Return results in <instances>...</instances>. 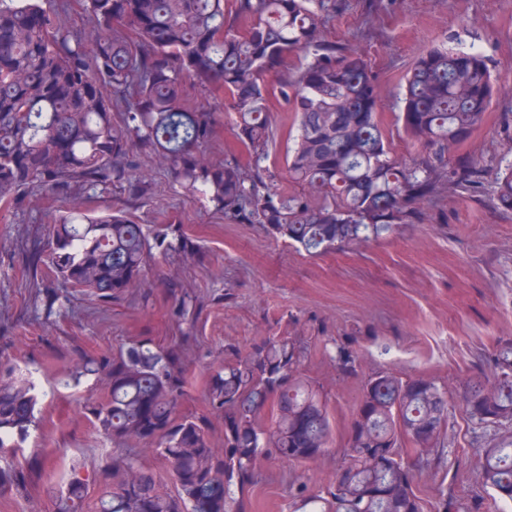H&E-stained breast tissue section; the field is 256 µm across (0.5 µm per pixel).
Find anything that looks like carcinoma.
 Masks as SVG:
<instances>
[{"mask_svg":"<svg viewBox=\"0 0 512 512\" xmlns=\"http://www.w3.org/2000/svg\"><path fill=\"white\" fill-rule=\"evenodd\" d=\"M52 0H0V211L33 187L83 195L53 224L46 266L63 287L111 300L142 286L155 254L188 253L189 239L149 228L114 210L88 214L107 189L144 198L148 188L131 155H152L185 193L205 197L237 224H259L274 239L316 257L378 239L400 224H420L440 192H472L483 170L459 159L485 122L495 94L486 56L444 42L427 47L405 77V132L422 148L392 155L381 91L359 54H343L325 32L338 0H77L90 39L59 27ZM198 94L228 102L234 147L207 146L223 117L193 103ZM287 105L284 163L289 190L278 191L267 162L271 114ZM493 200L512 209V161L493 178ZM199 314L185 291L172 307L181 324ZM358 337L332 342V361L358 373ZM306 346L273 336L243 352L224 347V367L209 374L208 413L182 405L189 379L185 342L165 348L145 338L100 358H80L75 379L93 375L104 394L84 406L112 441V458L70 464L55 479L50 456L28 468L0 467V492L29 478L42 484L52 512H252L261 461H316L328 451L331 421L323 393L303 372ZM36 386L0 372V455L24 447L36 426ZM467 420L499 431L477 471L490 500L474 512L512 503V339L494 353L492 377L467 383ZM224 447L209 441L213 420ZM448 431V389L424 375L378 370L362 380L348 448L335 480L294 496L299 512H423L404 462L435 467ZM162 460L174 490L128 444Z\"/></svg>","mask_w":512,"mask_h":512,"instance_id":"1","label":"carcinoma"}]
</instances>
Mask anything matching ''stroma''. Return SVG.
Returning a JSON list of instances; mask_svg holds the SVG:
<instances>
[{
  "label": "stroma",
  "instance_id": "1",
  "mask_svg": "<svg viewBox=\"0 0 512 512\" xmlns=\"http://www.w3.org/2000/svg\"><path fill=\"white\" fill-rule=\"evenodd\" d=\"M327 30L345 52L369 61L392 152L400 159L418 153L397 117L399 84L420 51L442 41L478 48L498 92L462 154L483 167L485 186L443 193L427 207L424 223L313 259L259 225L231 223L206 200L183 195L167 171L143 155L138 165L149 189L145 199L111 189L97 206L122 208L137 223L185 233L191 253L156 256L144 276L150 297L133 291L111 303L56 296L53 279L32 276L33 256L64 211L61 198L32 189L21 208L0 218V358L16 377L34 381L39 395L38 430L23 454L7 455V462L23 463L42 449L67 461L109 459L111 442L82 409L101 387L90 377L73 379L77 356L107 355L145 336L170 343L178 333L173 295L187 290L202 304L185 352L193 378L186 408L193 412L208 410L202 381L223 365L225 345L246 349L272 336L361 334L358 375H342L317 349L306 358L305 372L329 406V451L314 463L264 460L253 492L258 512H293L297 482L318 491L335 479L361 378L382 368L434 378L447 386L454 405L435 474L413 470L425 504H434L444 488L457 495L459 512H470L482 497L473 457L496 430L467 426L455 405L467 380L490 372L497 346L512 338V211L494 207L488 186L507 150L504 123L512 117V0H346Z\"/></svg>",
  "mask_w": 512,
  "mask_h": 512
}]
</instances>
